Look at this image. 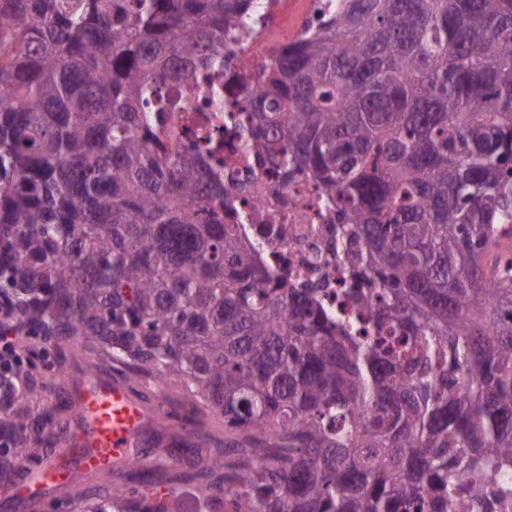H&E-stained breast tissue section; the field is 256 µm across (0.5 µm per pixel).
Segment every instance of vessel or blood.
<instances>
[{"label":"vessel or blood","mask_w":512,"mask_h":512,"mask_svg":"<svg viewBox=\"0 0 512 512\" xmlns=\"http://www.w3.org/2000/svg\"><path fill=\"white\" fill-rule=\"evenodd\" d=\"M72 435L51 466L15 486L13 498L34 501L43 488L62 485L75 476H89L126 465L145 447V437L161 412L129 392L119 378L85 376L71 397Z\"/></svg>","instance_id":"obj_1"}]
</instances>
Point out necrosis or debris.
I'll use <instances>...</instances> for the list:
<instances>
[{
    "instance_id": "1",
    "label": "necrosis or debris",
    "mask_w": 512,
    "mask_h": 512,
    "mask_svg": "<svg viewBox=\"0 0 512 512\" xmlns=\"http://www.w3.org/2000/svg\"><path fill=\"white\" fill-rule=\"evenodd\" d=\"M246 176L261 190L243 203L249 215L244 229L247 236L266 239L267 268H287L293 278L325 289L331 300H342L346 282L331 254L338 216L309 207L315 189L307 180L270 186V171L255 162Z\"/></svg>"
}]
</instances>
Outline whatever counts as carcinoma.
<instances>
[{
    "instance_id": "1",
    "label": "carcinoma",
    "mask_w": 512,
    "mask_h": 512,
    "mask_svg": "<svg viewBox=\"0 0 512 512\" xmlns=\"http://www.w3.org/2000/svg\"><path fill=\"white\" fill-rule=\"evenodd\" d=\"M275 2L0 0V484L60 439L39 363L80 355L207 451L77 478L75 512H512V0H323L251 57ZM232 63L245 121L174 148ZM240 146L336 205L355 317L224 222ZM216 80V76L208 78L204 75H198L196 78L192 79L185 89L187 110L186 112H178L181 113L179 115L188 116L190 123H192L190 121L191 117L194 123L206 125L207 122L218 113L222 115L224 123V113L213 112L214 101L210 94V83L216 82Z\"/></svg>"
}]
</instances>
